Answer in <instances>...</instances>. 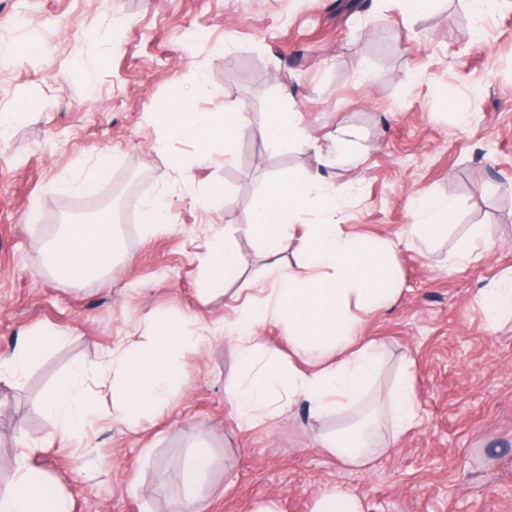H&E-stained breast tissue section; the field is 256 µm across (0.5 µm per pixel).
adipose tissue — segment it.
I'll return each mask as SVG.
<instances>
[{"instance_id": "ef3b65f1", "label": "adipose tissue", "mask_w": 512, "mask_h": 512, "mask_svg": "<svg viewBox=\"0 0 512 512\" xmlns=\"http://www.w3.org/2000/svg\"><path fill=\"white\" fill-rule=\"evenodd\" d=\"M156 126L200 140L221 142L232 150L249 116L236 107L221 112H198L193 97L182 90L158 103L152 114ZM335 190L319 178L288 179L272 183L253 202L249 234L271 252L296 245L304 260L297 269L279 276L265 289L263 300L244 307L228 330L238 363V377L228 393L239 418L246 422L271 419L296 397L308 399L317 415H325L364 398L382 365V347L359 342L353 332L357 316H371L393 305L398 297L399 250L388 238L369 239L351 225L323 217L304 223L309 209L335 203ZM418 223L410 225L412 239H438L454 215L452 201L426 196L416 205ZM50 270L54 277L75 281L108 274L117 256L110 222L72 224L51 242ZM214 281L223 283L239 274L232 245L214 238L202 259ZM280 325L298 357L309 361L302 369L284 359L278 347L264 342L260 329ZM180 320L157 325L149 342L129 341L101 365L112 384L117 421L134 425L177 395L184 375L175 357L179 351L203 343ZM64 341L57 331L43 329L28 337L4 370L22 376ZM90 375L79 365L62 374L42 403L44 414L66 437L85 432L96 400L84 387ZM385 413L394 435L418 426L420 414L410 375H402L389 394ZM324 451L347 463L369 452L365 435L349 427L325 436ZM212 464L211 452L199 444L178 462L185 508L194 512L197 492ZM0 512H71L67 497L24 456L15 459L11 480L0 483Z\"/></svg>"}]
</instances>
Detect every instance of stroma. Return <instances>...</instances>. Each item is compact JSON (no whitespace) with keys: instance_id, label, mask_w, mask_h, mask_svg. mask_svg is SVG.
<instances>
[{"instance_id":"35a3bbf8","label":"stroma","mask_w":512,"mask_h":512,"mask_svg":"<svg viewBox=\"0 0 512 512\" xmlns=\"http://www.w3.org/2000/svg\"><path fill=\"white\" fill-rule=\"evenodd\" d=\"M349 2L0 0V45L11 47L0 55V361L36 329L65 337L22 378L0 379V479L24 449L73 512H182L177 461L203 441L213 467L200 512H314L336 485L363 512H512V320L488 325L480 295L512 271V0L481 20L468 0H434L417 16L395 0ZM177 85L198 111L249 112L233 154L154 125ZM275 107L299 129L287 150L264 138ZM340 128L358 167L318 162ZM100 163L107 178L83 192ZM133 173L111 272L54 278L45 243L112 216V191ZM317 173L338 189L337 222L369 238L401 237L419 197L456 206L431 257L401 252L397 302L358 323L384 348L368 394L319 419L300 399L242 423L219 334L178 352L183 390L150 421H113L110 383L94 375L99 414L82 437L61 436L41 409L60 373L100 364L163 320L195 333L231 324L258 284L302 263L244 226L271 182ZM216 185L225 202L209 200ZM150 199L164 227H146ZM223 234L240 273L219 284L201 259ZM465 250L470 261L449 269L447 256ZM405 367L422 423L395 438L381 406ZM345 424L370 429L383 450L357 466L322 452L320 436Z\"/></svg>"}]
</instances>
